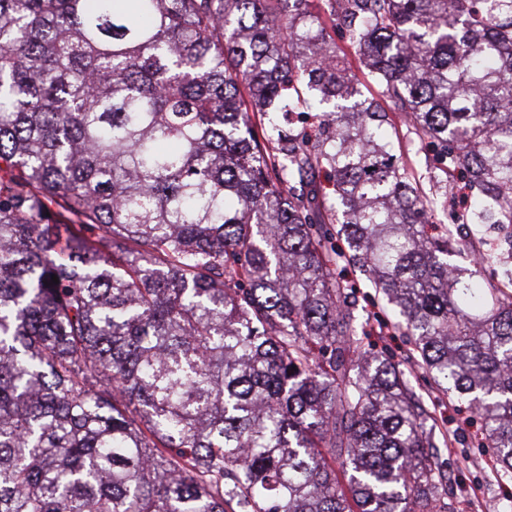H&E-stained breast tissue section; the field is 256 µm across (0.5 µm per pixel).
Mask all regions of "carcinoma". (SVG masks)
Returning a JSON list of instances; mask_svg holds the SVG:
<instances>
[{
	"mask_svg": "<svg viewBox=\"0 0 512 512\" xmlns=\"http://www.w3.org/2000/svg\"><path fill=\"white\" fill-rule=\"evenodd\" d=\"M460 221L512 224V0H0V512H456L342 267L512 482ZM390 118L396 126V133L401 142L402 146V162L409 168L414 169L418 167L419 164H425V157L423 154L415 155V152L411 150L410 140L412 139V134L408 126L403 122L402 118L399 115L394 114L393 112H389Z\"/></svg>",
	"mask_w": 512,
	"mask_h": 512,
	"instance_id": "1",
	"label": "carcinoma"
}]
</instances>
